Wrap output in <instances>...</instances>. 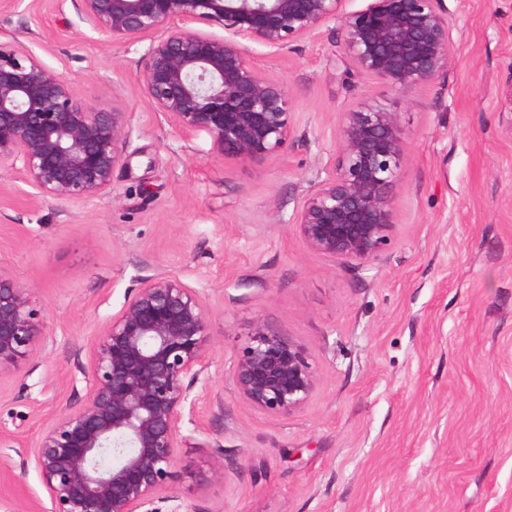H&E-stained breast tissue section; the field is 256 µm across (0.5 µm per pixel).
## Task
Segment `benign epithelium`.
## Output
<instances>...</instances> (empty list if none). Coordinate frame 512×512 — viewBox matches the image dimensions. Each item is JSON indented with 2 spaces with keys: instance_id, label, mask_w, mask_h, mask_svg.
<instances>
[{
  "instance_id": "obj_1",
  "label": "benign epithelium",
  "mask_w": 512,
  "mask_h": 512,
  "mask_svg": "<svg viewBox=\"0 0 512 512\" xmlns=\"http://www.w3.org/2000/svg\"><path fill=\"white\" fill-rule=\"evenodd\" d=\"M75 0L112 39L146 37L139 78L148 102L185 138L242 162L279 155L293 138L284 83L254 65L246 43L286 47L329 22L361 74L407 92L448 70L452 19L444 0ZM207 23L224 34L200 30ZM132 124L84 99L69 79L0 44V171L37 196L74 202L108 190ZM338 163L305 199L294 229L342 264L376 260L395 228L392 194L406 151L400 113L370 105L344 114ZM41 335L29 291L0 277V366L27 360ZM213 331L204 296L171 276L145 278L89 350L87 400L46 425L35 465L51 512H181L171 485L184 417L200 429ZM232 380L253 409L302 408L317 387L306 348L258 326Z\"/></svg>"
}]
</instances>
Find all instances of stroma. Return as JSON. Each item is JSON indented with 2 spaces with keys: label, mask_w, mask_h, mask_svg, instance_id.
I'll return each mask as SVG.
<instances>
[{
  "label": "stroma",
  "mask_w": 512,
  "mask_h": 512,
  "mask_svg": "<svg viewBox=\"0 0 512 512\" xmlns=\"http://www.w3.org/2000/svg\"><path fill=\"white\" fill-rule=\"evenodd\" d=\"M455 55L402 93L351 69L338 23L250 44L289 91L294 137L241 162L182 138L139 84L145 42L112 40L72 0L0 9V43L130 113L126 160L86 202L0 172V277L41 322L0 368V512H50L33 451L86 400L88 349L145 278L200 291L216 335L201 428L176 452L183 512H512V0H445ZM378 103L407 136L396 228L369 264L309 249L293 225L331 173L344 113ZM307 350L312 398L280 417L231 373L256 326ZM224 475L216 477V449Z\"/></svg>",
  "instance_id": "1"
}]
</instances>
